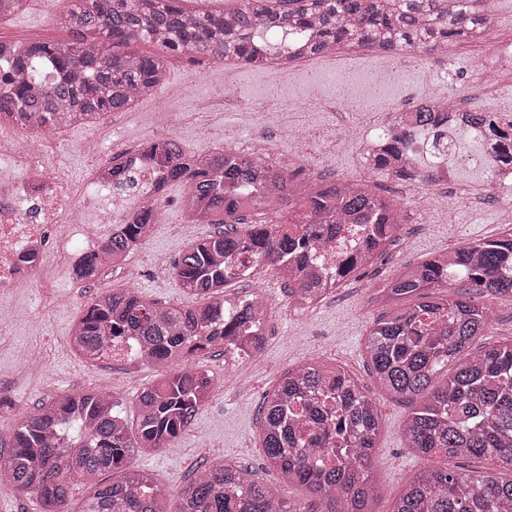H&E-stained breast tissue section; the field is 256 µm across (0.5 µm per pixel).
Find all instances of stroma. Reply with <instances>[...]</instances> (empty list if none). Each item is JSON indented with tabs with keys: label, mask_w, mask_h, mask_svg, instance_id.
Instances as JSON below:
<instances>
[{
	"label": "stroma",
	"mask_w": 512,
	"mask_h": 512,
	"mask_svg": "<svg viewBox=\"0 0 512 512\" xmlns=\"http://www.w3.org/2000/svg\"><path fill=\"white\" fill-rule=\"evenodd\" d=\"M1 39L20 45L63 44L69 42L70 34L62 25L47 20L40 6L30 4L21 15L0 21ZM338 53L343 58V76L326 72L314 81L306 67L282 73L239 64L220 72L206 58L196 63L185 55L171 59L169 82L190 85L189 96L180 106L187 122L175 131L186 152L198 154L223 146L225 132L237 127V115L234 106H223L222 100L228 94L238 95L241 103L261 110L266 137L278 154L293 157V172L361 177L393 198L403 214L404 239L397 251L367 273L348 278L334 295L295 316L283 312L288 290L274 269H264L256 282L234 280L226 286L224 293L228 296L244 297L253 291L265 294L277 314L267 329L261 356L250 365L238 370L227 368L223 352L217 350L195 357V364L213 379L211 399L168 447L134 457V466L149 471L169 494L186 486L205 462L231 458L257 471L284 499L302 498V488L284 482L266 465L258 435L259 406L283 373L312 359L341 365L365 392L378 399L382 422L373 453V477L379 488V512H391L405 486L424 465L405 448L402 438L411 403L379 396L366 367L364 343L382 312L373 296L381 283L406 267L447 252L459 242L496 237L500 230L498 203L491 198L478 205L470 195L460 194L450 212L435 213L429 223H420L418 212L424 199L411 191L416 171L396 175L373 168L366 160V145L359 138L346 151L329 153L319 143L283 135L280 126L300 123L310 125L312 132H322L335 125V114L342 110L366 124L372 115L401 109L423 98L458 100L512 120V83L483 90L475 75L479 48L473 42L452 43L433 54L404 50L360 56L344 47ZM283 95L297 97L298 106L272 111L273 101ZM320 101L328 102V109L315 110V103ZM167 110L162 94L142 100L135 119L119 123L121 140L137 148L166 132L163 115ZM96 137L93 127L65 128L54 156L70 181H80L90 165L106 163V153L93 150ZM183 199L181 185L167 187L159 203L158 223L150 238L130 257L137 269L134 282L102 275L78 290L72 286V271L58 264L53 268L51 289H17L11 301L17 317L5 332H0V387L8 390L11 402L0 411V426L6 428L19 421L42 400L91 388L119 397L126 418L135 421L137 395L162 378L163 369L86 363L72 352L68 337L87 302L129 284L152 300L178 307L196 305V298L185 296L178 287L172 264L189 242L213 233L214 227L184 224ZM482 303L491 311L490 325L484 336L475 339L473 349L512 340V297H486ZM33 345L42 348L44 365L26 372L19 357Z\"/></svg>",
	"instance_id": "35a3bbf8"
}]
</instances>
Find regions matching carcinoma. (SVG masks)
<instances>
[{
  "label": "carcinoma",
  "instance_id": "cac0c4a2",
  "mask_svg": "<svg viewBox=\"0 0 512 512\" xmlns=\"http://www.w3.org/2000/svg\"><path fill=\"white\" fill-rule=\"evenodd\" d=\"M181 2L56 0L53 13L69 30V42L21 46L0 40V121L46 132L126 112L165 85L175 54L287 68L340 45L374 53L424 51L485 32L481 12L462 13L451 0H229L233 7L219 12L189 11ZM143 42L156 52L140 53ZM143 156L166 166L159 191L182 183L188 189L184 210L192 218L201 203L206 223L228 226L192 241L173 264L179 288L205 303L182 308L148 300L134 288L116 289L83 308L70 344L93 363L112 337L133 336L163 365L180 368L140 392L133 434L119 400L103 392L41 402L0 433V448L8 449L0 453V485L35 494L40 512H69L74 485L114 472L120 477L98 483L80 512H377L370 473L379 406L337 366L310 362L286 371L260 407L266 461L304 487L303 500H284L256 473L217 460L177 492L173 508L152 475L130 460L170 445L207 404L211 376L183 362L250 324L248 307L224 319V286L240 256L277 267L289 290L320 299L324 290L302 273L309 243L334 224H398L400 209L369 184L351 187L324 177L315 188L288 194L285 172L223 148L188 155L175 136L147 142ZM261 177L280 192L244 195ZM286 201L301 209L300 227L252 219ZM158 216V203L145 205L102 254L84 259L80 276L92 280L103 259L129 257ZM385 251L381 242L376 255L343 265L336 282L373 265ZM452 257L446 269L442 255H433L389 281L382 297L396 311L374 321L365 343L379 392L415 403L405 443L429 462L392 512H512V341L470 351L489 328V309L448 292L453 280L463 279L489 297L512 296V234L468 243ZM450 365L444 385L433 388ZM440 457L491 458L499 469L458 472L433 464Z\"/></svg>",
  "mask_w": 512,
  "mask_h": 512
}]
</instances>
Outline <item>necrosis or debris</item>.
<instances>
[{"instance_id": "1", "label": "necrosis or debris", "mask_w": 512, "mask_h": 512, "mask_svg": "<svg viewBox=\"0 0 512 512\" xmlns=\"http://www.w3.org/2000/svg\"><path fill=\"white\" fill-rule=\"evenodd\" d=\"M254 111L238 112L239 129L249 137L239 144V154L259 161L263 166L279 170L285 163L256 129ZM479 138L477 149L458 153L456 163L462 168L490 175L489 193L502 200L501 220L512 223V165L497 161L485 128H472ZM403 136L402 146H393L394 136ZM369 148H393L398 164L420 162L426 179L444 182L448 179L446 154L430 149L432 136L415 121L413 107L376 116L364 133ZM47 139L29 130L17 131L11 140L0 138V153L8 155L26 168L28 183H17L10 170L0 167V289L44 287L46 261L49 254L68 267H77L83 256L99 251L105 239L121 231L133 214L157 198V188L164 175L148 167L140 150L122 147L119 140L108 142L109 156L118 158L134 184L127 191H117L111 180L91 170L81 189L72 191L63 180L59 165L50 163ZM371 239L356 224L339 225L335 236L324 238L322 245L309 251L304 262L309 278L330 285L337 267L359 260L370 250ZM252 313V329L245 336L224 339V363L239 368L243 358L259 357L265 344L266 328L272 314L271 304L264 299L238 300L225 298L224 312L232 314L239 306Z\"/></svg>"}]
</instances>
